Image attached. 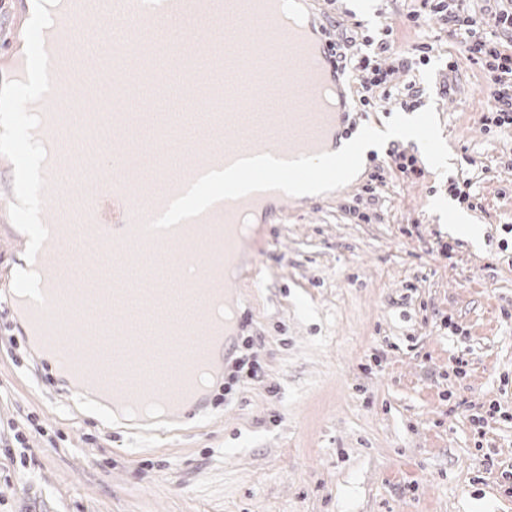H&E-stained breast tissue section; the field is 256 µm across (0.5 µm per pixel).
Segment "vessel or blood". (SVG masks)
<instances>
[{
  "mask_svg": "<svg viewBox=\"0 0 512 512\" xmlns=\"http://www.w3.org/2000/svg\"><path fill=\"white\" fill-rule=\"evenodd\" d=\"M228 18L235 26L225 27ZM115 19L125 23L124 36L86 49L82 32ZM196 24L209 37H197ZM11 25L15 41L0 53V126L21 121L26 141L0 151V186L24 203L0 211V237L20 242L25 254L0 307L37 352L34 320H44L61 372L73 356L93 359L81 325L88 295L110 311L102 334L127 370L144 368L151 352L179 359L181 331L168 313L237 264L238 225L281 201L291 183L336 176L324 156L344 117L322 106L341 84L330 43L306 14L284 24L249 0H14ZM222 29L235 49L217 38ZM145 93L156 108L132 111ZM282 97L281 112L239 110L246 98ZM105 128L112 136L102 144ZM145 156L151 167H143ZM224 172L246 173V189L219 186L185 206ZM88 184L95 192L81 196ZM209 227L224 231L218 250L183 244L182 230ZM76 238L111 252L112 262L85 263L81 279L64 284L50 270ZM172 252L177 261L164 262ZM35 263L49 273L23 307L25 268ZM147 311L157 324L151 340L137 324Z\"/></svg>",
  "mask_w": 512,
  "mask_h": 512,
  "instance_id": "obj_1",
  "label": "vessel or blood"
}]
</instances>
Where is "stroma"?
Wrapping results in <instances>:
<instances>
[{
	"mask_svg": "<svg viewBox=\"0 0 512 512\" xmlns=\"http://www.w3.org/2000/svg\"><path fill=\"white\" fill-rule=\"evenodd\" d=\"M309 7L350 55L364 50L357 33L405 52L430 44L428 61L392 77L416 83L412 107L380 95L351 117L354 130L383 131L414 116L405 147L423 178L392 171L377 198L362 195L373 152L357 180L256 225L234 296L264 378L229 399L214 389L202 414L145 436L62 408L64 382L0 315V512H512V416L472 421L493 401L512 413V130L479 123L486 74L422 0ZM439 147L443 170L430 162ZM466 178L481 197L477 247L435 212ZM29 418L47 437L24 463L2 442Z\"/></svg>",
	"mask_w": 512,
	"mask_h": 512,
	"instance_id": "1",
	"label": "stroma"
}]
</instances>
